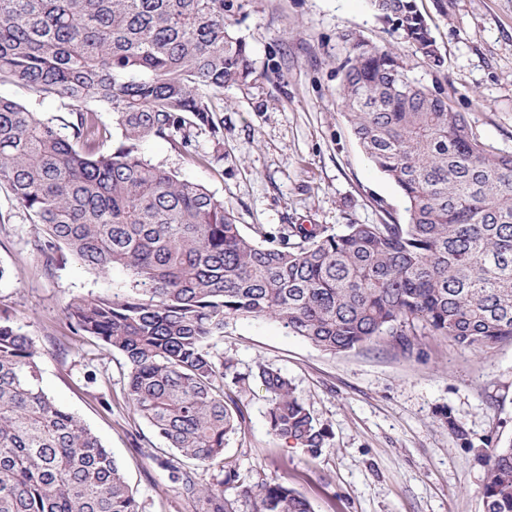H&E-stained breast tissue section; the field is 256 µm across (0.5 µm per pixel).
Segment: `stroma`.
I'll use <instances>...</instances> for the list:
<instances>
[{
    "label": "stroma",
    "mask_w": 512,
    "mask_h": 512,
    "mask_svg": "<svg viewBox=\"0 0 512 512\" xmlns=\"http://www.w3.org/2000/svg\"><path fill=\"white\" fill-rule=\"evenodd\" d=\"M239 2L232 21L252 74L224 89L221 138L199 135L192 157L161 138L140 151L206 187L244 230L405 221L400 190L360 148L339 98L340 64L357 40L402 56L414 79L447 92L474 135L512 152V0H416L439 67L391 32L369 0ZM0 214L9 218L0 223V310L38 347L44 390L110 449L140 512H198L170 480L178 455L130 407L123 356L73 333L65 317L71 298L123 293L126 271L97 275L71 260L46 273L29 245L35 226L3 191ZM218 348L238 372L260 361L287 375L329 425L331 447L314 459L272 437L267 393L252 379L234 391L242 430L223 459L196 466L200 483L233 467L248 484L288 483L313 512H484L475 456L512 439V343L475 349L422 330L408 351L383 336L334 356L274 320L239 318L227 321Z\"/></svg>",
    "instance_id": "obj_1"
}]
</instances>
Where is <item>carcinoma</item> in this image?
Listing matches in <instances>:
<instances>
[{
  "label": "carcinoma",
  "instance_id": "1",
  "mask_svg": "<svg viewBox=\"0 0 512 512\" xmlns=\"http://www.w3.org/2000/svg\"><path fill=\"white\" fill-rule=\"evenodd\" d=\"M371 2L443 65L415 0ZM234 10L233 0H0V84L67 112L0 96V189L38 226L31 246L45 271L71 258L129 273L123 294L75 297L66 318L125 358L133 411L201 464L241 431L226 387L250 376L268 393L272 435L312 457L330 447L285 375L224 360L228 319H273L331 355L381 336L408 349L418 325L465 347L512 341V153L470 133L448 94L411 79L396 53L356 43L340 95L358 144L406 199L404 224L249 234L204 186L142 156L151 137L190 156L197 136L218 138L224 86L252 74ZM38 358L0 317V512H139L110 450L43 390ZM484 461L485 512H512V441ZM171 480L200 512H236L229 486L253 512H311L288 484L245 485L233 467L204 486L173 465ZM0 95L12 98L16 101L29 105L34 111L42 112L45 115L66 116L62 101L57 98H47L42 101L33 99L28 91L19 85H0Z\"/></svg>",
  "mask_w": 512,
  "mask_h": 512
}]
</instances>
